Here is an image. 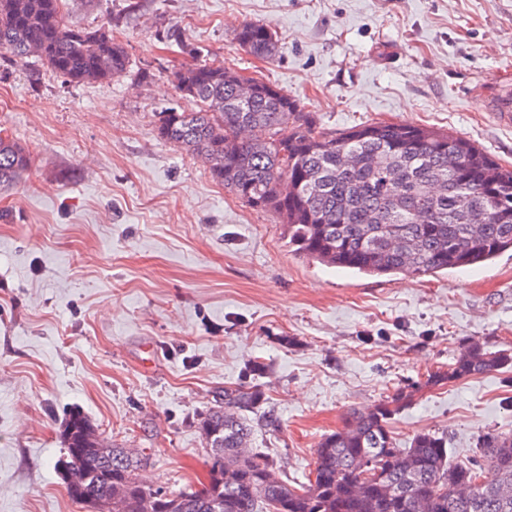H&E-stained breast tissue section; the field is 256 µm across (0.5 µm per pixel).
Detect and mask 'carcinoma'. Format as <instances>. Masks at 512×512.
Returning <instances> with one entry per match:
<instances>
[{"label": "carcinoma", "instance_id": "carcinoma-1", "mask_svg": "<svg viewBox=\"0 0 512 512\" xmlns=\"http://www.w3.org/2000/svg\"><path fill=\"white\" fill-rule=\"evenodd\" d=\"M61 2L0 0V50L22 60L36 46L46 66L74 83L124 73L129 56L112 31L66 26ZM234 39L255 57L275 55L276 33L264 23H244ZM236 75L207 62L174 72L180 98L193 107L158 113L157 133L204 158L241 202L274 213L294 253L359 274L420 277L480 266L512 250V166L465 138L405 122L329 132L273 83L238 98ZM450 152L459 156L457 169L448 168ZM28 166L24 148L0 136V186ZM509 367L511 350L473 341L425 384ZM411 400L400 388L369 412H351L318 443L308 483L294 486L269 456L238 455L250 442L248 414L265 403L264 390L226 387L200 420L209 482L180 491L142 485L143 460L125 448L104 459L85 447L90 423L72 411L62 424L64 450L81 449L74 463L89 480L66 491L75 502L91 500L95 512H135L140 495L152 492L163 512H512V436L480 437L478 465H450L446 434L421 432L399 448L389 423ZM226 467L237 475L232 483L224 482Z\"/></svg>", "mask_w": 512, "mask_h": 512}]
</instances>
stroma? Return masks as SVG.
I'll return each mask as SVG.
<instances>
[{"label":"stroma","instance_id":"stroma-1","mask_svg":"<svg viewBox=\"0 0 512 512\" xmlns=\"http://www.w3.org/2000/svg\"><path fill=\"white\" fill-rule=\"evenodd\" d=\"M67 26L109 28L122 77L75 84L0 53V134L30 164L0 188V512H88L55 463L80 410L166 490L207 478L198 422L229 386L263 384L280 426L253 452L305 481L323 435L400 388L398 447L444 432L470 464L512 434V370L427 387L464 345L512 348V252L420 278L354 275L291 252L284 228L157 134L174 71L220 61L276 84L328 130L407 122L512 166L491 115L512 65V0H62ZM269 25L276 55L234 40Z\"/></svg>","mask_w":512,"mask_h":512}]
</instances>
